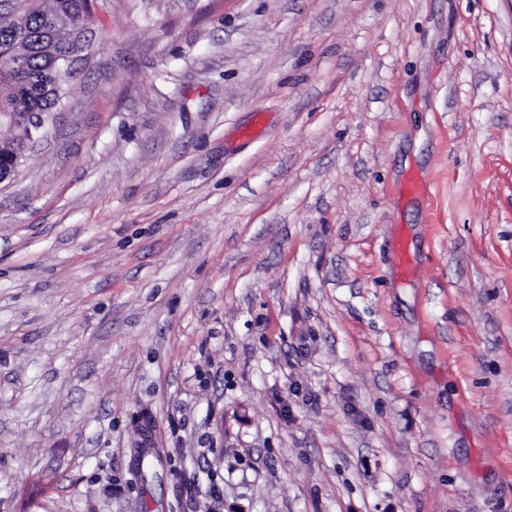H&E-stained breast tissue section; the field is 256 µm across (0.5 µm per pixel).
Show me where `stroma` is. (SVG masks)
<instances>
[{
	"label": "stroma",
	"mask_w": 512,
	"mask_h": 512,
	"mask_svg": "<svg viewBox=\"0 0 512 512\" xmlns=\"http://www.w3.org/2000/svg\"><path fill=\"white\" fill-rule=\"evenodd\" d=\"M92 42L0 190V512H512V0Z\"/></svg>",
	"instance_id": "35a3bbf8"
}]
</instances>
